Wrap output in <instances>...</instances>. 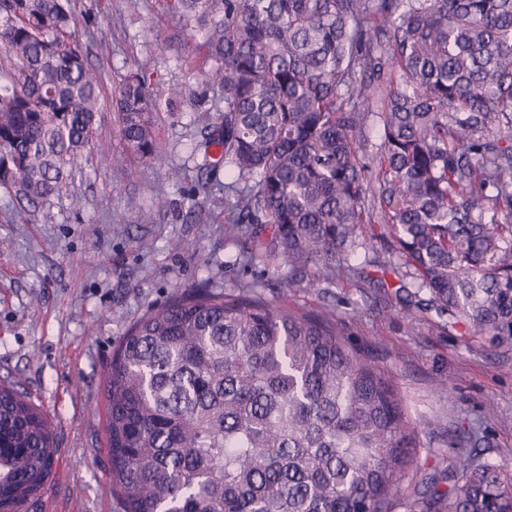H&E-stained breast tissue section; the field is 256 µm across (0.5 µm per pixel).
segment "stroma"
<instances>
[{
  "instance_id": "stroma-1",
  "label": "stroma",
  "mask_w": 512,
  "mask_h": 512,
  "mask_svg": "<svg viewBox=\"0 0 512 512\" xmlns=\"http://www.w3.org/2000/svg\"><path fill=\"white\" fill-rule=\"evenodd\" d=\"M168 0H102L93 63L105 72L104 96L117 95L131 61L150 59L149 92L158 102L156 130L164 151L148 164L125 159L118 122L104 106L97 127L106 158L74 168L38 220H27L0 188V382H19L52 420L58 454L39 512H117L105 452L104 369L129 326L168 301L182 285L221 291L261 285L272 304L335 313L345 340L389 376L417 432L416 467L402 483L411 493L448 455L458 423L479 425L482 461L512 475V344L464 341L438 329L434 312L396 306L402 259L384 226L363 228L365 247L349 255L361 275L324 282L317 268L288 287L284 260L246 266L224 236V202L189 213L199 172L192 147L203 115L187 102L169 105L173 82L203 93L197 71L177 62L169 45L180 32ZM180 167L184 179L167 175ZM169 206L139 223L158 196Z\"/></svg>"
}]
</instances>
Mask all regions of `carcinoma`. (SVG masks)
<instances>
[{
  "mask_svg": "<svg viewBox=\"0 0 512 512\" xmlns=\"http://www.w3.org/2000/svg\"><path fill=\"white\" fill-rule=\"evenodd\" d=\"M206 85L193 152L224 167V236L331 281L364 224L414 267L395 299L512 344V0H171ZM94 4L0 0V187L34 218L87 157L104 77ZM150 60L112 103L125 153H162ZM378 129L370 143L368 129ZM273 225L263 235L262 225ZM249 289L180 287L127 331L104 375L119 512H512V476L471 429L400 494L416 431L385 371L331 314ZM53 425L0 384V512H36Z\"/></svg>",
  "mask_w": 512,
  "mask_h": 512,
  "instance_id": "1",
  "label": "carcinoma"
}]
</instances>
